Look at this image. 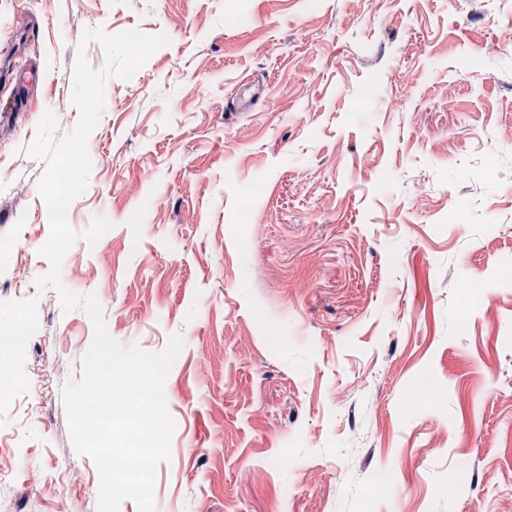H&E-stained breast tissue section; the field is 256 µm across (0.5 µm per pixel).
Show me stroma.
<instances>
[{"mask_svg":"<svg viewBox=\"0 0 512 512\" xmlns=\"http://www.w3.org/2000/svg\"><path fill=\"white\" fill-rule=\"evenodd\" d=\"M88 27L171 39L106 83L62 266L120 344L183 340L157 512H512V0H0V300L39 299L0 512H96L93 326L8 247L49 238L24 148Z\"/></svg>","mask_w":512,"mask_h":512,"instance_id":"35a3bbf8","label":"stroma"}]
</instances>
